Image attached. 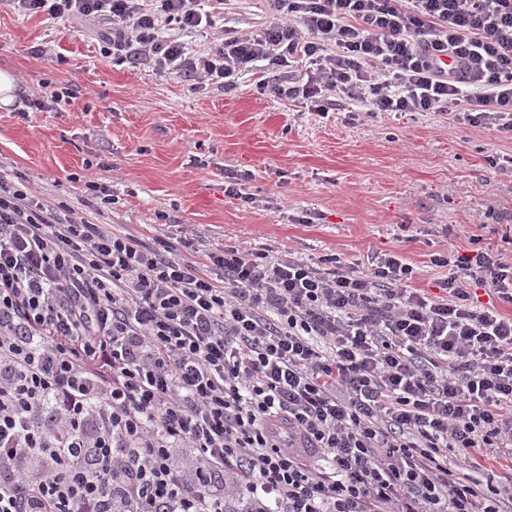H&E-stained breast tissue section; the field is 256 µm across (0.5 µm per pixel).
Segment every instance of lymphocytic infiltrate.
Segmentation results:
<instances>
[{"mask_svg":"<svg viewBox=\"0 0 512 512\" xmlns=\"http://www.w3.org/2000/svg\"><path fill=\"white\" fill-rule=\"evenodd\" d=\"M13 2L103 25L116 65L230 90L262 62L321 116L346 99L512 133V0H273L280 20L199 56L162 27H213L224 0ZM470 241L433 257L432 296L393 253L156 250L0 175V512H503L512 318L467 281L512 305V257Z\"/></svg>","mask_w":512,"mask_h":512,"instance_id":"1","label":"lymphocytic infiltrate"}]
</instances>
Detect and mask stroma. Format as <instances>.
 <instances>
[{
    "mask_svg": "<svg viewBox=\"0 0 512 512\" xmlns=\"http://www.w3.org/2000/svg\"><path fill=\"white\" fill-rule=\"evenodd\" d=\"M275 18L271 0H232L220 24L257 34ZM101 47L93 26L0 0V70L21 84L0 106L1 175L150 247L184 231L208 249L289 252L315 266L395 253L431 295L448 274L431 257L469 251L470 235L512 251V136L496 128L453 112L355 114L345 100L321 117L261 93L271 74L260 63L224 90L111 64ZM55 91L64 98L52 111L33 108ZM240 171L249 204L224 193ZM91 176L114 204L89 207Z\"/></svg>",
    "mask_w": 512,
    "mask_h": 512,
    "instance_id": "obj_1",
    "label": "stroma"
}]
</instances>
